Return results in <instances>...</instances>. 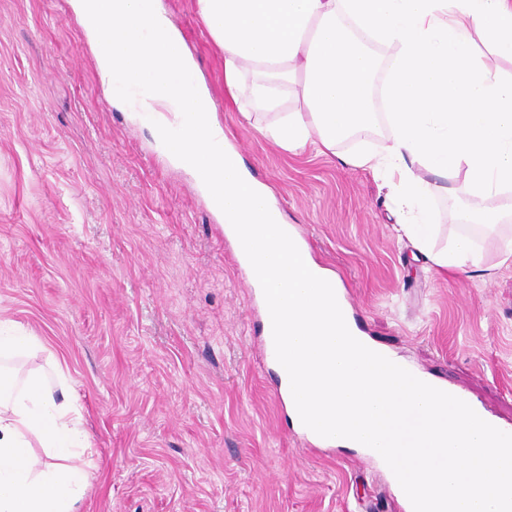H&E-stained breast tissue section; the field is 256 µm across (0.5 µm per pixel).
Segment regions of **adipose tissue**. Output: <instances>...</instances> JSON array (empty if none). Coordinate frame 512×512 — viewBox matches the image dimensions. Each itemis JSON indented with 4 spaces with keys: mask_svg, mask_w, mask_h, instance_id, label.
<instances>
[{
    "mask_svg": "<svg viewBox=\"0 0 512 512\" xmlns=\"http://www.w3.org/2000/svg\"><path fill=\"white\" fill-rule=\"evenodd\" d=\"M212 43L224 54V87L243 118L278 105L298 83L301 105L265 127L284 150L332 154L366 133L376 113V40L396 46L384 86L392 130L384 155H344L345 165L381 174L399 193L403 234L440 268H480L469 239L433 251L434 225L419 214L429 188L418 170L464 172L485 204L470 222L502 219L491 204L512 188V76L487 67L479 43L512 58V0H196ZM253 80H246V73ZM82 409L58 373L23 385L0 373V512H76L88 486L79 466L89 449Z\"/></svg>",
    "mask_w": 512,
    "mask_h": 512,
    "instance_id": "ef3b65f1",
    "label": "adipose tissue"
}]
</instances>
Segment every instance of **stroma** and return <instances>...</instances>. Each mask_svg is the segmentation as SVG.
Returning <instances> with one entry per match:
<instances>
[{
  "instance_id": "1",
  "label": "stroma",
  "mask_w": 512,
  "mask_h": 512,
  "mask_svg": "<svg viewBox=\"0 0 512 512\" xmlns=\"http://www.w3.org/2000/svg\"><path fill=\"white\" fill-rule=\"evenodd\" d=\"M217 105L225 137L312 258L334 273L376 344L459 390L512 431V189L503 219L464 173L424 174L436 247L469 236L479 271L441 270L396 224V200L343 155L391 130L291 153L224 94V56L196 0H163ZM0 319L38 336L18 374L67 369L91 450L77 512H405L381 464L314 448L277 398L262 316L224 227L149 131L107 101L66 0H0Z\"/></svg>"
}]
</instances>
